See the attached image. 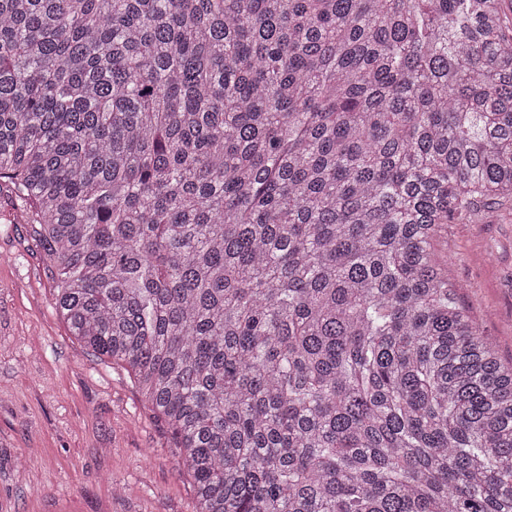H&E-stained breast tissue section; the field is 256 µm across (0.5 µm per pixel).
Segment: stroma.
Here are the masks:
<instances>
[{
	"label": "stroma",
	"instance_id": "stroma-1",
	"mask_svg": "<svg viewBox=\"0 0 512 512\" xmlns=\"http://www.w3.org/2000/svg\"><path fill=\"white\" fill-rule=\"evenodd\" d=\"M0 181V512H194L193 480L130 374L54 307L53 264ZM462 305L512 366V203L438 245Z\"/></svg>",
	"mask_w": 512,
	"mask_h": 512
}]
</instances>
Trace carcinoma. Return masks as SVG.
Instances as JSON below:
<instances>
[{"mask_svg":"<svg viewBox=\"0 0 512 512\" xmlns=\"http://www.w3.org/2000/svg\"><path fill=\"white\" fill-rule=\"evenodd\" d=\"M0 180L196 512H512L437 249L512 197L504 0H0Z\"/></svg>","mask_w":512,"mask_h":512,"instance_id":"cac0c4a2","label":"carcinoma"}]
</instances>
